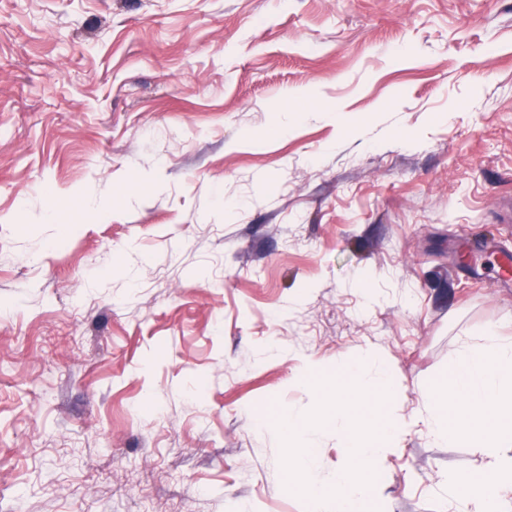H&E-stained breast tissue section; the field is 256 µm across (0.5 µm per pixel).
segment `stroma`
I'll list each match as a JSON object with an SVG mask.
<instances>
[{
	"label": "stroma",
	"mask_w": 512,
	"mask_h": 512,
	"mask_svg": "<svg viewBox=\"0 0 512 512\" xmlns=\"http://www.w3.org/2000/svg\"><path fill=\"white\" fill-rule=\"evenodd\" d=\"M504 251L512 0H0V512H309L250 415L356 360L381 501L456 512L426 393Z\"/></svg>",
	"instance_id": "35a3bbf8"
}]
</instances>
